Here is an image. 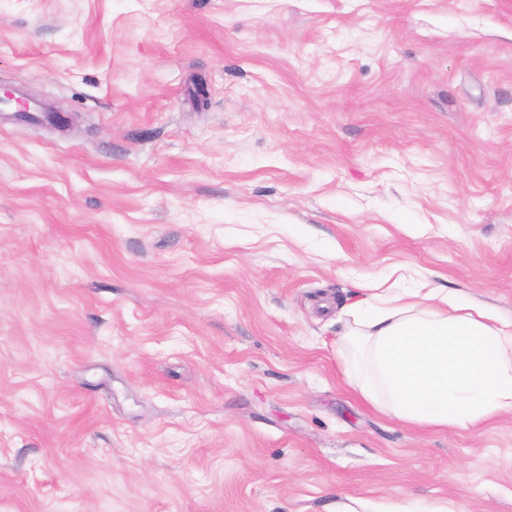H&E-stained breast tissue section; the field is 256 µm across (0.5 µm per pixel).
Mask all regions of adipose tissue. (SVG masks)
I'll return each instance as SVG.
<instances>
[{
  "label": "adipose tissue",
  "mask_w": 512,
  "mask_h": 512,
  "mask_svg": "<svg viewBox=\"0 0 512 512\" xmlns=\"http://www.w3.org/2000/svg\"><path fill=\"white\" fill-rule=\"evenodd\" d=\"M341 336L349 383L378 411L419 427H476L512 411V320L439 288L352 304Z\"/></svg>",
  "instance_id": "adipose-tissue-1"
}]
</instances>
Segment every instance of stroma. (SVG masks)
Segmentation results:
<instances>
[{"label":"stroma","mask_w":512,"mask_h":512,"mask_svg":"<svg viewBox=\"0 0 512 512\" xmlns=\"http://www.w3.org/2000/svg\"><path fill=\"white\" fill-rule=\"evenodd\" d=\"M5 88L0 512H512V413L384 415L336 336L512 318V0H0Z\"/></svg>","instance_id":"35a3bbf8"}]
</instances>
